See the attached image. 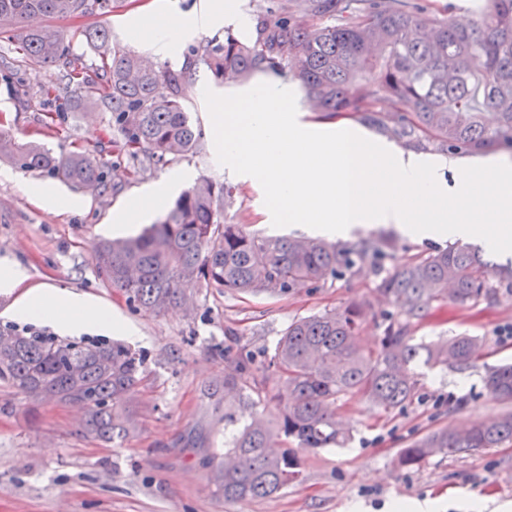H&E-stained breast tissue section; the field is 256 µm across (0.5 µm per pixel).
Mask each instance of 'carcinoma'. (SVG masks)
Here are the masks:
<instances>
[{
  "label": "carcinoma",
  "mask_w": 512,
  "mask_h": 512,
  "mask_svg": "<svg viewBox=\"0 0 512 512\" xmlns=\"http://www.w3.org/2000/svg\"><path fill=\"white\" fill-rule=\"evenodd\" d=\"M111 11L112 0H0V34H10L21 62L30 67L62 63L60 82L43 94L71 90L103 105L121 148L141 166L199 152L200 133L185 107L191 96L185 74L199 67L219 83L243 82L259 71L291 74L321 117L356 115L418 150L512 149V0H480L466 23L436 15L420 0H279L257 15L251 41L226 31L222 39L188 46L179 67L148 64L131 49L109 45L108 30L96 27L78 32L99 50V64L90 68L64 34L23 25L34 17ZM0 157L73 186L106 185L104 171L88 154L56 155L38 145H18L0 132ZM231 194L222 183L201 180L138 236L103 242L94 257L97 268L138 308L159 313L201 286L271 295L316 287L346 271H362L387 246L370 238L342 248L325 239L251 233L242 224L224 223ZM502 286L512 290V264H495L476 246L417 255L377 285L402 316L387 324L379 348L361 344L366 311L351 304L288 324L268 363L283 385L271 387L267 373L257 375L236 362L224 385L233 389L251 380L262 399L277 402L280 414L274 421L252 414L224 449L233 466L215 457L205 461L224 500L268 497L300 476L297 449L344 444L349 431L336 419L340 398L361 395L389 411L414 400L418 361L457 372L472 368L476 338L415 343L410 328L438 305L491 302ZM3 331L15 340L0 347V385L33 404L72 403L75 391L86 387L95 394L83 404L86 434L114 442L136 430L130 397L145 381L140 353L118 342L86 345L12 326ZM485 382L493 398L512 402V365L490 370ZM290 440L297 448L284 447ZM511 441L507 410L462 429L433 431L400 449L396 462L411 468L436 453Z\"/></svg>",
  "instance_id": "1"
}]
</instances>
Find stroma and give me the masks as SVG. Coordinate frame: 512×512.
Listing matches in <instances>:
<instances>
[{
    "instance_id": "35a3bbf8",
    "label": "stroma",
    "mask_w": 512,
    "mask_h": 512,
    "mask_svg": "<svg viewBox=\"0 0 512 512\" xmlns=\"http://www.w3.org/2000/svg\"><path fill=\"white\" fill-rule=\"evenodd\" d=\"M204 0H116L110 14L52 20L58 31L103 26L113 43L151 60L181 63L135 35L148 23L147 5L171 13L201 10ZM58 66L34 70L22 66L13 44L0 40V130L21 144H37L61 154L85 151L107 170L104 189L88 192L62 180L25 172L0 158V263L19 264L32 287L52 286L86 294L126 322V342L145 357L147 381L133 396L139 426L119 443L84 433L83 412L64 404L31 407L0 386V512H400L401 505L438 500V512H469L473 498L493 497L512 507V442L453 455L436 454L420 467L402 470L400 448L427 434L492 418L505 406L485 388L487 370L512 364V293L492 302L433 308L413 325L415 342L473 336L479 341L474 368L454 372L419 367V391L405 408L384 411L360 396L337 401L336 410L350 431L342 448L302 452L301 483L258 500L225 501L215 492L204 457L223 451L252 413L275 416L259 403L253 386L227 391L224 377L231 362L250 359L266 366L278 339L292 320L354 302L369 303L371 314L361 330L366 347L378 348L388 317L399 314L377 290L406 258L437 249L434 241H413L389 224H371L357 238L392 240L380 268L345 273L319 288H298L274 296L264 292L231 293L194 288L185 305L159 314L138 310L124 292L99 272L93 255L101 241L137 235L162 215L153 210L129 230L114 224L115 214L131 198L170 183L166 205L198 181L231 186L224 220L262 235L304 236L302 226L275 228L263 203L260 184L218 163L204 87L227 95L238 83L221 84L204 71L188 74L192 88L186 109L202 132L200 152L138 170L119 153V134L104 106L68 96L50 106L19 105L16 78L32 91L58 81ZM47 185L71 205L50 209L25 190L27 183Z\"/></svg>"
}]
</instances>
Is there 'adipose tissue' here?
<instances>
[{
  "label": "adipose tissue",
  "mask_w": 512,
  "mask_h": 512,
  "mask_svg": "<svg viewBox=\"0 0 512 512\" xmlns=\"http://www.w3.org/2000/svg\"><path fill=\"white\" fill-rule=\"evenodd\" d=\"M219 22L243 33L251 26L240 0H205L203 10L194 16L160 13L150 23L139 27L138 33L143 40L172 53L187 27H208ZM26 279L21 266H0V288L21 291L15 302L17 316L49 322L71 332L121 330V322L113 319L110 309L91 302L84 295L60 288L28 289L24 286Z\"/></svg>",
  "instance_id": "ef3b65f1"
}]
</instances>
